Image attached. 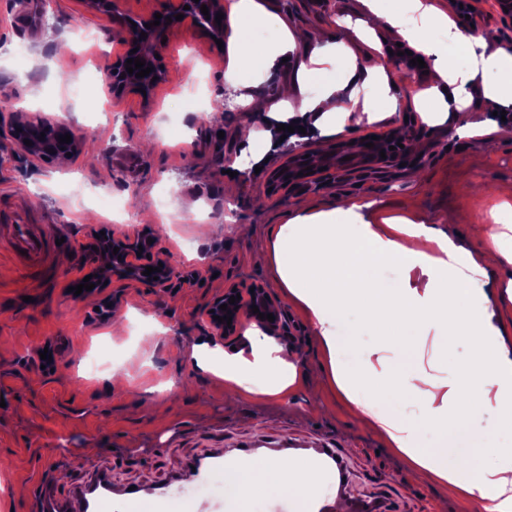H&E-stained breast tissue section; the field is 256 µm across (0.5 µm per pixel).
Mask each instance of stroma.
Here are the masks:
<instances>
[{
  "instance_id": "35a3bbf8",
  "label": "stroma",
  "mask_w": 512,
  "mask_h": 512,
  "mask_svg": "<svg viewBox=\"0 0 512 512\" xmlns=\"http://www.w3.org/2000/svg\"><path fill=\"white\" fill-rule=\"evenodd\" d=\"M288 13L311 37L335 33L357 55L385 70L396 85L385 119L349 126L347 139L383 137L404 130L405 141L431 140L402 165L347 178L335 171L318 183L269 195L264 174L227 192L225 171L239 161L235 139L245 121L230 112L217 124L202 122L224 95L222 56L201 28L173 30L158 51L164 82L150 98L134 92L115 97L107 70L131 47V36L113 18L91 13L81 0H0V128L15 112H39L86 140L78 156L32 163L0 136V222L22 218L46 225L59 240L39 272L0 250V512H42L41 489L74 504L79 490L99 475L114 488L190 485L195 500L219 502L240 491L212 473L195 484L200 458L242 448L265 449L270 459L333 444L349 470L344 499L379 500L390 512H481L463 493L443 497L419 482L410 461L375 432L330 377L300 381L288 395L252 402L238 397L224 378L193 367V345L207 342L200 324L206 304L233 282H260L282 305L289 332L282 345L309 360L327 355L306 311L274 285L259 257L269 238L298 206L326 209L331 196L344 203L368 201L361 216L371 224L404 215L418 224L446 225L449 235L480 253L491 227L488 213L497 191L512 186V140L470 136L465 120H448L438 132L413 107L430 85L410 66V43L394 55L381 35L357 38L340 19L358 16V0H288ZM71 44L69 70L55 75L58 41ZM223 135H215L213 126ZM210 158L199 166L198 155ZM419 169L407 177L406 165ZM234 205L224 221L223 202ZM152 214L177 268L190 278L173 290L137 282L123 285L118 312L130 317L112 329L97 308L101 294L77 296L74 282L97 274L84 249L94 232L109 227L132 233ZM224 227L201 240L195 217ZM512 247V229L495 227ZM112 348V367L87 379L84 361L99 343ZM51 368L33 367L44 348ZM472 354L469 340L444 357L423 350L419 365L439 381L460 378Z\"/></svg>"
}]
</instances>
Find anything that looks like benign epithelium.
<instances>
[{
    "instance_id": "benign-epithelium-1",
    "label": "benign epithelium",
    "mask_w": 512,
    "mask_h": 512,
    "mask_svg": "<svg viewBox=\"0 0 512 512\" xmlns=\"http://www.w3.org/2000/svg\"><path fill=\"white\" fill-rule=\"evenodd\" d=\"M85 8L102 15H112L120 19L133 37V47L137 52L126 53L121 61L112 65L109 70L110 91L115 96H120L129 90L145 91L144 97H151L155 88L164 80V73L154 67V57L157 48L162 45V39L177 27L190 23L192 25L207 26L209 34L219 40H224L227 34L224 25L215 22L216 15L224 12V0H176L171 7L162 13L160 25L147 27V24L155 21V14L129 15L123 14L119 9V0H83ZM190 9H184V6ZM207 7L209 15L201 12V7ZM183 18L176 20V15ZM172 22H167V19ZM147 33V37H141V33ZM130 58H140L145 61V66L152 68L149 75L136 77L138 70L128 73L126 61ZM29 132L17 131L19 125L14 123L9 126L8 136L14 142L19 154L32 159H49L63 156L67 153L78 154L83 151L85 141L79 138L72 130H66L70 134L71 142L62 143L53 139H40L42 128L54 125V122L44 117L28 116ZM32 141L28 146L24 140ZM367 151L366 144L361 140L351 142L338 138L336 143L326 152L318 156V161L309 164L305 158L307 151L294 145L286 146L278 163L271 168L266 176L267 187L271 188V194H278L279 190L286 186L297 184L311 185L315 182L314 174L322 167L334 168L338 171L355 170L364 168V156ZM350 160L345 161L343 157ZM92 245L97 250L91 251V255L102 266L112 265L110 271L119 281L133 280L146 284L152 288H164L166 290L176 288L189 277L178 272L172 264L170 256L162 246V239L151 227L141 230L134 236L107 234L94 239ZM118 252H113L114 248ZM161 267V271L153 272L148 276L143 275L146 266ZM240 296V300L229 303L230 297ZM227 305V310L220 309L221 305ZM258 306L259 312L271 314L274 321L262 320L252 312V306ZM232 316L231 323H221L216 317ZM201 322L204 329L211 335L214 341L229 348L242 338L243 330L254 325L271 335L280 336L288 332V320L280 305L272 298L264 285L252 283H231L224 291L214 296L202 311Z\"/></svg>"
}]
</instances>
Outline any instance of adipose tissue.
<instances>
[{
	"label": "adipose tissue",
	"mask_w": 512,
	"mask_h": 512,
	"mask_svg": "<svg viewBox=\"0 0 512 512\" xmlns=\"http://www.w3.org/2000/svg\"><path fill=\"white\" fill-rule=\"evenodd\" d=\"M364 19L360 30L383 29L394 39L410 42L431 62L432 104L426 115L436 125L450 113L477 106L480 98L512 109V50L490 47L480 34L460 37L467 53L465 66H455L447 52L429 43L424 33L446 26L447 20L429 0H403L398 10H385L380 0H362ZM234 26L229 37L224 72L226 96L248 110L241 130L251 150L252 165H263L284 144L299 145L308 136H333L349 123L373 122L390 103V87L381 70L350 64L341 82L327 80V67L338 45L334 35L306 39L285 15L278 0H233ZM273 21L279 39L273 47H259L246 40L241 19ZM256 63L260 78L273 82L277 95L269 97L257 84L242 82L244 62ZM492 75L482 96H475L477 76ZM321 83L318 94H309L312 83ZM293 126L283 135L280 125ZM359 203L303 214L281 225L275 233L270 259L276 282L311 313L315 334L331 355L330 373L337 387L368 417L388 443L405 454L416 476L482 500L487 512H512V448L498 445L497 436L512 435V348L496 325L495 310L479 283L486 267L512 265V248L499 234L487 235L480 256L456 244L447 230L415 224L396 217L385 227L355 223ZM398 267L419 271L420 285L385 280L381 271ZM360 321L348 336L369 335L371 352L363 353L357 371H346L334 357L341 345L335 327L351 313ZM431 334L434 352L466 338L473 356L464 379L440 383L417 365L420 339ZM246 343L224 354V376L235 382L246 399L280 397L314 373V366L296 349L252 331ZM398 349L399 358L389 383L376 378L372 352ZM406 395L420 402L428 425L441 434L464 430L487 407L497 409L491 428L481 440L480 455H492L495 466L483 468L461 459L448 462V446H417L418 425L384 406L388 397ZM308 474L302 464L258 465L243 483L253 493L281 494L297 490Z\"/></svg>",
	"instance_id": "1"
}]
</instances>
